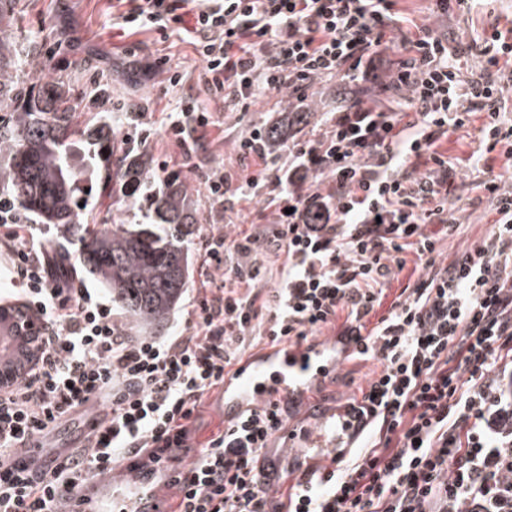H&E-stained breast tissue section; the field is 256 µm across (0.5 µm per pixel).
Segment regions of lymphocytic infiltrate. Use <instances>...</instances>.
Here are the masks:
<instances>
[{
	"instance_id": "f902f5d3",
	"label": "lymphocytic infiltrate",
	"mask_w": 512,
	"mask_h": 512,
	"mask_svg": "<svg viewBox=\"0 0 512 512\" xmlns=\"http://www.w3.org/2000/svg\"><path fill=\"white\" fill-rule=\"evenodd\" d=\"M119 2L123 25L161 32L193 5L195 47L227 107L284 90L294 112L319 80L335 81L336 106L313 138L288 142L287 169L270 168L255 128L238 142L237 187L210 179L217 203L232 189L266 190L275 220L239 238L204 236L213 274L175 336L129 335L111 301L77 270L61 274L57 254L0 194V250L12 257L17 297L37 313L33 367L0 397V512H55L60 497L116 462L146 472L169 465L251 340L302 344L341 312L337 343L381 366L344 408L359 423L349 447L306 465L275 501L270 491L286 471L269 448L300 398L248 404L177 468L175 512H512V184L483 180L490 234L449 265L436 262L439 241L458 229L440 139L480 112L482 139L512 161V41L496 30L460 42L416 24L398 0ZM396 46L403 57L394 64ZM469 51L486 59L476 78L459 65ZM372 87L406 92L411 111L368 104ZM409 248L423 278L369 325ZM268 254L281 260L277 283L252 291ZM93 397L85 445L37 469L30 444Z\"/></svg>"
}]
</instances>
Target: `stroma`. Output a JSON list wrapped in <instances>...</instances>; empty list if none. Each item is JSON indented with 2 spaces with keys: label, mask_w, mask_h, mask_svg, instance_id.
I'll list each match as a JSON object with an SVG mask.
<instances>
[{
  "label": "stroma",
  "mask_w": 512,
  "mask_h": 512,
  "mask_svg": "<svg viewBox=\"0 0 512 512\" xmlns=\"http://www.w3.org/2000/svg\"><path fill=\"white\" fill-rule=\"evenodd\" d=\"M401 6L418 23L444 25L466 39L512 26V0H482L476 11L457 9L444 20L431 14L428 0H402ZM113 7V0H19L11 31L20 53L18 82L29 89L42 79L63 83L79 106L80 123L109 122L119 135L128 136L131 148L150 156L159 175L178 171L186 176L202 217L199 233L215 225L237 237L252 225L270 223L272 210L262 198L232 194L219 205L209 199L205 180L211 172L220 171L229 185L237 184L243 169L238 159L239 139L286 111L287 92H270L246 107L228 109L204 83L190 33L192 10L182 11L183 31L163 34L154 29L123 30L113 23ZM188 102L210 112L213 123L180 148L169 126ZM132 109L144 112L141 123H131L128 112ZM438 149L456 165L450 193L456 202L452 216L461 226L459 235L439 244L437 260L446 264L461 248L476 245L489 234L492 217L478 184L488 170L512 174V164L502 148L482 142L475 122L450 132ZM404 257V269L386 283L382 304L370 316V323L387 315L403 288L422 278L424 270L416 253L409 250ZM378 370L376 361L351 358L335 374L311 384L304 391L298 418L290 420L287 433L276 439L274 451L286 461L329 463V455L313 443V435L329 434L328 424L336 412L359 397ZM223 426V406L215 392L196 415L192 447L176 451L178 465L188 464L197 446Z\"/></svg>",
  "instance_id": "1"
}]
</instances>
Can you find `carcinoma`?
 Wrapping results in <instances>:
<instances>
[{"label":"carcinoma","instance_id":"1","mask_svg":"<svg viewBox=\"0 0 512 512\" xmlns=\"http://www.w3.org/2000/svg\"><path fill=\"white\" fill-rule=\"evenodd\" d=\"M19 62L12 42L0 37V109L14 112L0 125V186L20 211L54 224L78 243L77 261L112 295V307L162 334L191 276L189 243L200 223L186 180L178 173L162 179L142 218L119 219L110 229L83 223L75 212L81 183L91 179L123 203L155 181L152 162L118 139L103 123L76 130L77 105L61 83L48 81L36 96L14 80ZM308 106L285 112L267 126L263 145L277 151L288 135L307 123ZM90 143L94 152L73 163V148ZM23 319L17 307H0V360L16 354L8 319Z\"/></svg>","mask_w":512,"mask_h":512}]
</instances>
